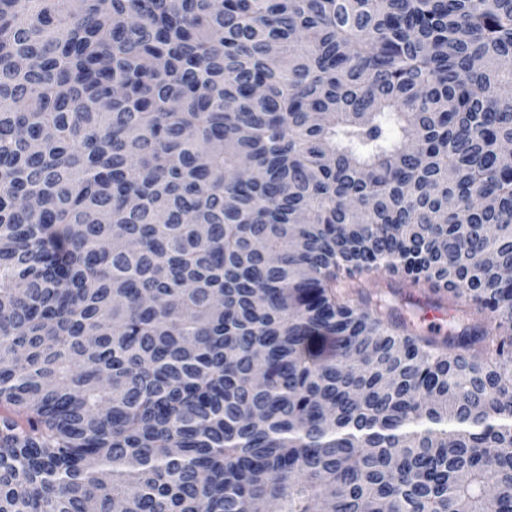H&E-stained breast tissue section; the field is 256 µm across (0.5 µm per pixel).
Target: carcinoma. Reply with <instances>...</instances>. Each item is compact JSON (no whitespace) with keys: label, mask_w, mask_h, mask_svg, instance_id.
<instances>
[{"label":"carcinoma","mask_w":512,"mask_h":512,"mask_svg":"<svg viewBox=\"0 0 512 512\" xmlns=\"http://www.w3.org/2000/svg\"><path fill=\"white\" fill-rule=\"evenodd\" d=\"M511 144L512 0H0V512H512ZM378 283L392 306L402 305L401 297H410L411 305L403 308L407 319L414 322L418 333L441 340L448 334V321L454 312L448 309L451 294L444 289L434 291L427 284L410 288L408 281L400 276L382 272L372 278Z\"/></svg>","instance_id":"obj_1"}]
</instances>
